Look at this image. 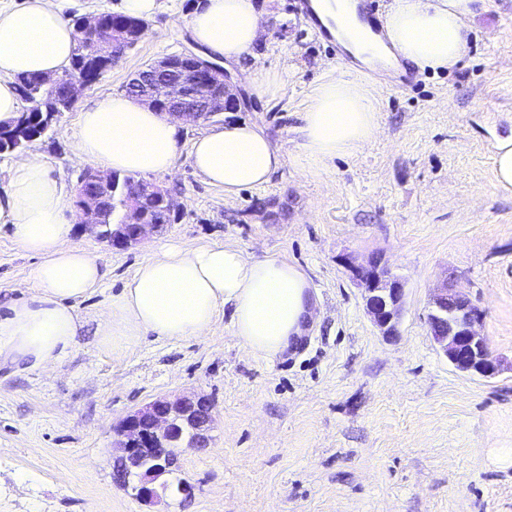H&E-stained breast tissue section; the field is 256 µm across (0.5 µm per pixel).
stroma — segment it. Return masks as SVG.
Wrapping results in <instances>:
<instances>
[{
  "mask_svg": "<svg viewBox=\"0 0 512 512\" xmlns=\"http://www.w3.org/2000/svg\"><path fill=\"white\" fill-rule=\"evenodd\" d=\"M197 2L158 0L141 40L32 145L70 188L87 168L73 151L81 112L122 92L149 61L193 50ZM255 3L261 42L225 70L240 105L213 121L264 125L283 167L225 199L191 163L205 124L185 122L173 171L150 177L181 204L163 232L116 250L75 221L73 241L106 277L79 303L85 330L55 370L0 367V512H512V371L482 379L456 370L426 321L435 288L461 286L484 313L491 351L512 362V190L498 188L493 165L498 142L512 136V0H480L452 68L409 67L412 86L394 90L361 70L378 93L379 134L308 172L293 163L299 115L338 66L336 45L299 0ZM258 68L287 73L284 95L252 93L246 76ZM168 242L287 259L309 279L315 321L272 357L235 336L227 309L201 338L104 344L112 295ZM372 257L405 285L391 338L366 314L348 269ZM37 262L0 227L1 304L29 289ZM179 394L210 400V446L181 452L190 501L145 503L115 479L112 428Z\"/></svg>",
  "mask_w": 512,
  "mask_h": 512,
  "instance_id": "35a3bbf8",
  "label": "stroma"
}]
</instances>
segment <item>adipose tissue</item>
I'll return each mask as SVG.
<instances>
[{"label":"adipose tissue","instance_id":"adipose-tissue-1","mask_svg":"<svg viewBox=\"0 0 512 512\" xmlns=\"http://www.w3.org/2000/svg\"><path fill=\"white\" fill-rule=\"evenodd\" d=\"M479 0H391L384 48L356 15L352 0H312L343 48L364 65L407 62L418 69L453 67L468 49V22ZM254 0H201L189 29L207 54L225 65L252 55L263 33ZM76 49L73 26L55 0H25L0 10V122L20 110L17 80L69 67ZM176 120L123 94L107 96L79 117L75 154L104 171L134 175L171 172ZM379 129L374 91L348 68L329 72L301 114L296 167L315 170L355 153ZM194 169L225 199L268 183L283 155L265 129L236 121L216 126L192 144ZM68 188L36 155L19 157L9 188L0 194V225L39 262L32 288L0 313V364L43 370L73 349L84 322L75 302L91 296L106 273L97 257L73 242L65 216ZM236 336L253 352L273 356L304 332L314 311L305 273L287 260L261 258L219 243L193 249L170 245L139 264L108 308L105 341L130 342L144 334L166 340L209 335L224 307Z\"/></svg>","mask_w":512,"mask_h":512}]
</instances>
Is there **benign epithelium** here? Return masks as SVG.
<instances>
[{
  "instance_id": "obj_1",
  "label": "benign epithelium",
  "mask_w": 512,
  "mask_h": 512,
  "mask_svg": "<svg viewBox=\"0 0 512 512\" xmlns=\"http://www.w3.org/2000/svg\"><path fill=\"white\" fill-rule=\"evenodd\" d=\"M80 28L104 51L111 50L117 29L102 25L99 17L80 18ZM180 58L188 67L175 65L165 57L154 60L137 72L133 97L152 110L177 119L197 123L228 111H236L238 99L224 69L194 53ZM168 79L162 102L156 101L153 85ZM222 89L220 98L204 96L206 86ZM163 198L166 213L180 208L163 188L137 178L119 180L111 172L85 170L78 182L75 206L80 224L118 249L141 242L148 234L164 228L147 222L139 202L146 197ZM352 280L363 290L367 314L385 336H393L400 323L404 288L401 278L377 259L350 266ZM434 342L457 370L490 379L501 369V360L488 347L478 330L482 311L455 286L435 289L426 315ZM209 405L204 397L182 396L174 400L157 398L132 411L112 428V447L118 452L117 479L144 501L159 497L153 485L161 475H176L166 449L172 445L206 448L212 418L202 411Z\"/></svg>"
}]
</instances>
